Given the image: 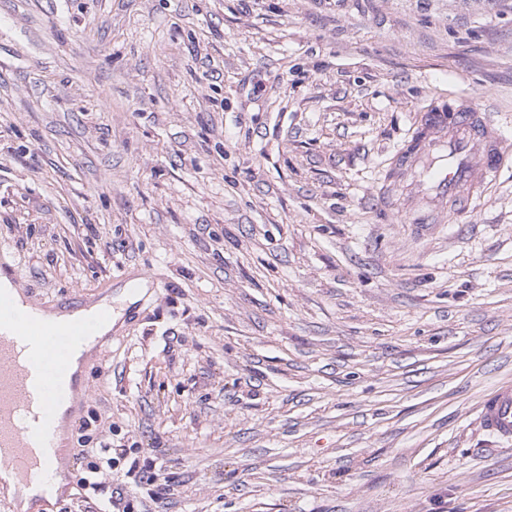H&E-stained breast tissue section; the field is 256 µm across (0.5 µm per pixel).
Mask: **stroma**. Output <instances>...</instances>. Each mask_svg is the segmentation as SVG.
<instances>
[{
    "instance_id": "obj_1",
    "label": "stroma",
    "mask_w": 512,
    "mask_h": 512,
    "mask_svg": "<svg viewBox=\"0 0 512 512\" xmlns=\"http://www.w3.org/2000/svg\"><path fill=\"white\" fill-rule=\"evenodd\" d=\"M512 138V0H0V249L46 306L146 280L47 512H512V154L473 214L373 203L419 111ZM483 427L502 439H512V385L498 386L482 403ZM111 448H100L98 461H92L87 465L86 476L81 477L80 485L83 489L98 492L101 489V481H99V475L102 470L112 469V457L110 456Z\"/></svg>"
}]
</instances>
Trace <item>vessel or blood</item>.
Segmentation results:
<instances>
[{
  "mask_svg": "<svg viewBox=\"0 0 512 512\" xmlns=\"http://www.w3.org/2000/svg\"><path fill=\"white\" fill-rule=\"evenodd\" d=\"M511 151L512 142L476 105L429 104L396 153L376 203L396 207L397 192L404 189L411 198L409 223H447L499 178ZM39 308L38 300L21 306L0 292V472L44 489L58 455L54 414L72 398L65 376L75 353L96 341L110 312L61 324L47 321ZM481 423L512 439V385L498 386L483 401Z\"/></svg>",
  "mask_w": 512,
  "mask_h": 512,
  "instance_id": "b4317fda",
  "label": "vessel or blood"
}]
</instances>
